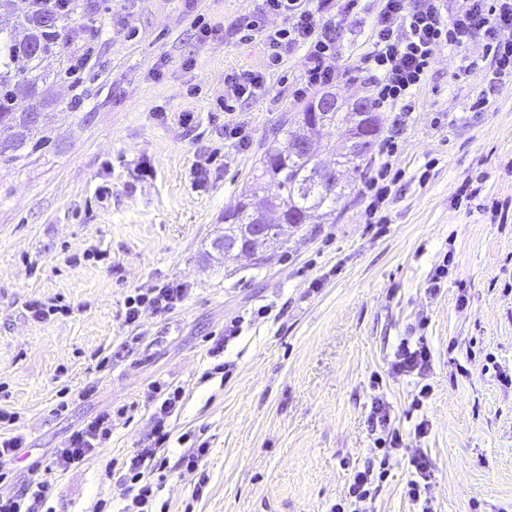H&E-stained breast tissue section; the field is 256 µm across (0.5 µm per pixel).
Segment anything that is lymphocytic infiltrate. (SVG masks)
I'll list each match as a JSON object with an SVG mask.
<instances>
[{"mask_svg": "<svg viewBox=\"0 0 512 512\" xmlns=\"http://www.w3.org/2000/svg\"><path fill=\"white\" fill-rule=\"evenodd\" d=\"M357 0H260L259 12L278 15L283 25L274 30H261L259 21H249V30H261L270 50L272 61H279L283 49L304 51L305 66L301 83L295 91L303 98L314 89L324 87L339 78L333 67L340 46L339 13H352ZM483 32L491 55L485 73L481 97L495 95L512 84V0H461L455 13H447L441 0H381L370 34V50L363 63L371 73V98L378 108L396 109L406 103L422 84L431 65L433 53L439 47H459L474 32ZM396 131L383 138L378 152L379 169L375 179L366 185V213L376 217L388 200L392 181L400 180L402 170L395 167L394 140ZM182 285L156 288L147 293L128 296L125 300V320L137 322L142 306L167 311L183 301ZM432 364V351L425 339L416 343L400 342L390 362L392 372L401 375L424 376ZM181 388L167 393L160 405V415L153 427L154 445L144 448L126 463L120 475L134 495L123 512H143L153 498L154 486L146 474L147 467L163 472L156 463V450L170 438L166 425L180 406ZM112 436V416L103 414L85 428L73 432L54 464L60 470L79 466ZM385 476L373 465L356 470L347 488L349 505H335L333 512H370L369 506Z\"/></svg>", "mask_w": 512, "mask_h": 512, "instance_id": "obj_1", "label": "lymphocytic infiltrate"}]
</instances>
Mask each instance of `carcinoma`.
<instances>
[{
	"label": "carcinoma",
	"mask_w": 512,
	"mask_h": 512,
	"mask_svg": "<svg viewBox=\"0 0 512 512\" xmlns=\"http://www.w3.org/2000/svg\"><path fill=\"white\" fill-rule=\"evenodd\" d=\"M74 0H25V8L16 25L9 31L0 28V154L17 151L27 143L37 146L44 139L45 127L32 121L30 113L19 109L25 98H39L50 103V75L43 69L48 57H55L66 23L76 12ZM49 16L52 24L41 20ZM343 103L332 112H324L320 120L313 115L314 103H309L289 122L313 127L317 135L325 125H335L345 139L379 131V117L369 107L361 113L355 125L347 122ZM368 154L350 152L340 155L336 166L357 171ZM274 189L270 203L281 209L280 222L267 237L265 246L274 248L282 242L286 229L306 223L312 214L327 220L336 211V203L345 196V185L335 170L319 173L315 156L290 150V138L274 140L260 159V168L251 185L242 194L238 206L224 214V235L218 240L235 239L248 244V230L259 222L251 207V197Z\"/></svg>",
	"instance_id": "cac0c4a2"
}]
</instances>
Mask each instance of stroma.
<instances>
[{"mask_svg":"<svg viewBox=\"0 0 512 512\" xmlns=\"http://www.w3.org/2000/svg\"><path fill=\"white\" fill-rule=\"evenodd\" d=\"M63 53L92 60L85 93L52 87L51 138L0 157V409L18 413L24 444L0 464V492L46 468L76 429L103 412L112 437L83 465L47 471L49 512H121L129 498L113 461L147 446L154 386L181 387L159 450L166 475L152 512H329L370 455L375 395L400 420L373 512H421L405 494L406 457L424 453L434 512H512V86L474 103L490 64L483 34L436 49L398 136L405 172L388 221H366L362 193L375 164L329 224L289 229L282 246L226 256L214 246L265 146L304 103L294 91L302 51L279 64L245 20L255 0H78ZM379 0L341 22L332 90L370 93L362 58ZM216 32L200 38L192 20ZM255 71L259 97L226 105L224 77ZM196 115L194 124L180 121ZM243 122L248 150L211 166L199 152ZM448 277L429 279L439 264ZM181 283L173 309L125 321L128 295ZM68 313L32 319L34 302ZM241 332L222 358L208 350L231 321ZM433 353L417 377L391 373L401 339ZM428 420L425 437L415 425ZM206 447L198 470L187 449ZM208 482L200 497L193 489Z\"/></svg>","mask_w":512,"mask_h":512,"instance_id":"35a3bbf8","label":"stroma"}]
</instances>
